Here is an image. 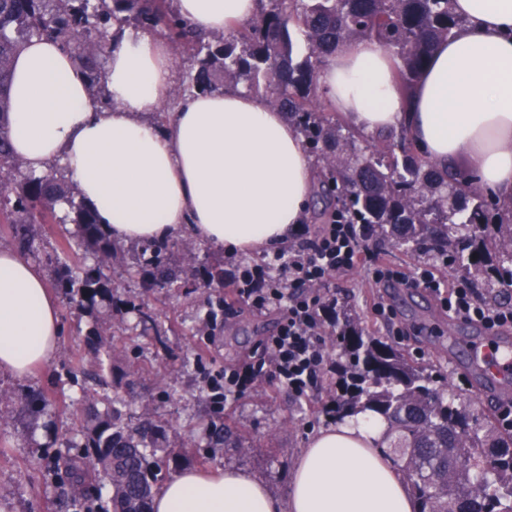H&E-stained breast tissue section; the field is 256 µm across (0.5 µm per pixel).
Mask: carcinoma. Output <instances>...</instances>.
Listing matches in <instances>:
<instances>
[{
	"instance_id": "1",
	"label": "carcinoma",
	"mask_w": 512,
	"mask_h": 512,
	"mask_svg": "<svg viewBox=\"0 0 512 512\" xmlns=\"http://www.w3.org/2000/svg\"><path fill=\"white\" fill-rule=\"evenodd\" d=\"M449 2L258 0L254 17L225 36L195 32L170 0H0V215L13 225L16 247L27 249V225L44 223L57 204L67 205L75 214L78 243L97 264L78 272L59 267L57 287L95 324L100 309L112 307V288L101 267L116 258L117 248L95 213L76 201L77 187L51 171H22L10 150L6 116L14 56L32 38L59 42L86 72L90 89L104 93L115 24L162 34L180 52L187 72L174 91L177 99L241 85L263 90L321 161L318 194L335 202L345 223L447 263L463 280L481 286L485 302H499L502 289L512 284V203L484 195L462 174L448 177L421 157L404 128L359 148L357 132L326 124L316 109L317 64L355 39H373L394 51L400 86L409 89L460 23ZM130 272L146 288L224 287L223 268L199 267L189 247L176 250L166 242L142 245ZM330 327L343 359L331 365L338 391L328 394L322 411L337 422L363 412L386 422L388 457L403 473L417 512H512V432L440 392L431 374L365 334L347 310H336ZM88 346L89 357L69 366L68 374L104 385L114 374L112 339L95 327ZM206 430L214 448L245 447L236 426L212 418ZM79 432L83 442L69 447L81 452L54 459V474L61 475L66 503H78L84 512H153L163 474L187 459L166 446V427L149 417L131 419L118 394L104 408L84 411ZM101 475L110 484L105 505L93 484Z\"/></svg>"
}]
</instances>
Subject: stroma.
<instances>
[{"label":"stroma","mask_w":512,"mask_h":512,"mask_svg":"<svg viewBox=\"0 0 512 512\" xmlns=\"http://www.w3.org/2000/svg\"><path fill=\"white\" fill-rule=\"evenodd\" d=\"M73 218V213H60L55 220L36 227L28 258L47 280H54L56 263L73 267L86 256L84 248L77 245ZM370 247L381 261L407 275L431 266L444 281L457 279L451 267L429 256L409 254L375 241ZM104 272L113 295L112 361L124 374L119 386L107 387V394L122 396L132 416L148 413L168 425L171 447L188 442L202 449V458L188 457L182 469L240 468L264 481L278 498H287L296 461L309 436L329 424L321 406L327 390L336 387L335 375L325 374L309 398L301 400L274 378H263L245 396L228 401L224 407L225 416L247 431L248 448L208 447L198 420L199 414L212 407L208 375L247 356L260 355V342L275 330L279 313L251 311L241 305L217 315L209 335L200 336L196 329L208 311L206 292L142 287L120 262L108 264ZM330 289L339 307L355 314L367 334L393 341L391 325L372 312L379 286L366 267L337 277ZM58 305L62 334L54 358L25 379L0 374V512H79L74 506L62 510L61 489L47 466L50 454L67 452L64 445L52 444L53 435L72 428L74 416L85 406L82 387L67 375L65 366L87 352L92 321L66 297H59ZM140 307L157 313L165 335H131L129 328ZM395 308L400 326L409 332L401 350L437 376L438 389L458 395L476 414L499 415V408L478 399L473 366L458 360L452 350L451 337L466 340L475 336L473 324L452 320L438 303L418 294L412 304L399 301ZM133 365L138 367V375L126 376L127 367ZM31 391L48 396L49 405L41 414H31L21 399Z\"/></svg>","instance_id":"obj_1"}]
</instances>
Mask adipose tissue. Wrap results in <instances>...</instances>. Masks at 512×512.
Wrapping results in <instances>:
<instances>
[{"label":"adipose tissue","mask_w":512,"mask_h":512,"mask_svg":"<svg viewBox=\"0 0 512 512\" xmlns=\"http://www.w3.org/2000/svg\"><path fill=\"white\" fill-rule=\"evenodd\" d=\"M198 31L232 32L257 0H175ZM462 21L409 90L395 60L372 40L339 45L318 72L323 98L373 136L405 127L444 170L467 159L471 178L512 202V0H451ZM177 75L170 47L147 31L117 33L102 105L55 41L15 54L8 136L15 157L40 174L62 160L104 232L122 242L188 234L261 253L303 223L317 172L283 112L246 90L197 93L165 125L149 121ZM58 299L18 251L0 248V373L22 379L54 357ZM383 425L348 418L310 436L287 500L234 468L189 470L165 482L154 512H416L399 472L378 449Z\"/></svg>","instance_id":"obj_1"}]
</instances>
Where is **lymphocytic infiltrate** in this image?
Returning a JSON list of instances; mask_svg holds the SVG:
<instances>
[{"label": "lymphocytic infiltrate", "mask_w": 512, "mask_h": 512, "mask_svg": "<svg viewBox=\"0 0 512 512\" xmlns=\"http://www.w3.org/2000/svg\"><path fill=\"white\" fill-rule=\"evenodd\" d=\"M297 248L278 251L271 262L237 264L230 280L237 300L256 311L276 310L280 322L262 343L263 357L225 368L209 380L216 404L247 393L265 375H272L289 393L305 398L329 369L324 349V325L336 309V296L328 284L357 266L368 265L374 282H410L430 290L449 316L463 318L487 329L512 328V305L492 306L477 301L473 289L443 286L433 269L422 268L405 279L394 269L377 263L365 229L331 221L298 225Z\"/></svg>", "instance_id": "lymphocytic-infiltrate-1"}]
</instances>
